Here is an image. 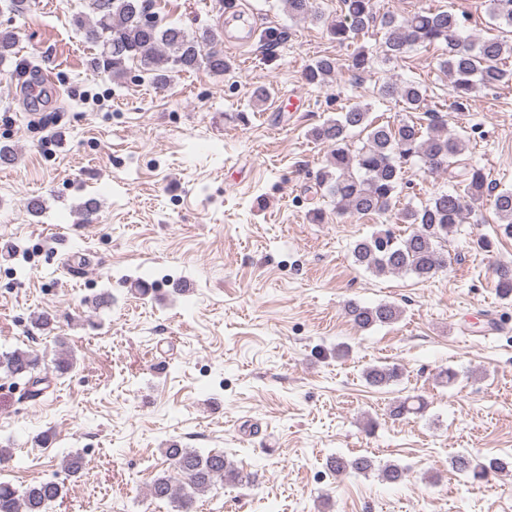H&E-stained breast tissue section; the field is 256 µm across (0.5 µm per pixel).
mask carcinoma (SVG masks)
Masks as SVG:
<instances>
[{
  "mask_svg": "<svg viewBox=\"0 0 512 512\" xmlns=\"http://www.w3.org/2000/svg\"><path fill=\"white\" fill-rule=\"evenodd\" d=\"M288 16L296 20H322L314 0H281ZM491 15L512 27V0H489ZM90 13L77 14L73 24L84 40L98 47L95 68L114 78L126 75L128 63L137 62L151 73L154 81L165 84L172 74L201 68L222 75L229 68L224 52L217 49V34L207 28L187 32L176 24H161L152 11L151 0H88ZM375 21L373 0H341V14L331 21L328 31L340 44L352 43ZM386 29L382 44L383 61L398 60L412 47L422 44L444 46L443 69L451 80L452 93L462 103L480 88L499 86L512 80V72L500 67L505 54L512 53L506 42L489 38L469 42L462 38L463 18L451 11L422 10L401 20L388 14L383 18ZM17 35L6 28L0 30V65L12 60ZM374 63V56L362 47L351 55V70L363 73ZM336 73V61L322 57L306 67L308 84L321 86ZM378 96L405 105V111L422 108L425 95L413 84L382 83ZM358 130L366 137L361 146L349 144L350 133ZM313 139L327 143L331 151L325 165L316 175L317 190L331 199L336 213L358 216L386 215L396 212V219L412 230L401 236L390 229L373 233L357 241L352 249L354 262L375 275L411 273L430 278L447 267L441 242L474 211L475 205L490 197L496 216V236L512 237V189H497L487 182L483 169L459 159L463 151L460 136L448 133L442 120L428 128L412 120L379 124L371 118V106H354L338 113L310 132ZM419 159L426 170H441L457 181L452 192H438L420 208L396 209L398 189L403 183L405 167ZM351 321L362 329L388 325L398 321L401 309L394 303L381 302L363 306L349 302L345 308ZM40 358L29 350L16 349L0 356V370L13 378H25L31 387L44 378L36 375ZM397 365L375 366L365 372L373 386L387 385L399 379ZM423 397L408 396L393 407L397 418L418 415L425 411ZM171 470L153 479L149 494L154 500L175 504L177 512H195L196 496L206 492L215 480L239 482L237 471L222 452L201 453L188 448H166ZM452 468L473 482H481L504 468L492 459L483 462L466 454L451 460ZM331 469L341 475L349 470L367 473L375 461L367 456L354 459L335 457ZM379 476L388 483H400L406 469L386 464ZM64 485L54 480L41 481L23 491L9 482L0 483V512H48L63 498Z\"/></svg>",
  "mask_w": 512,
  "mask_h": 512,
  "instance_id": "carcinoma-1",
  "label": "carcinoma"
}]
</instances>
